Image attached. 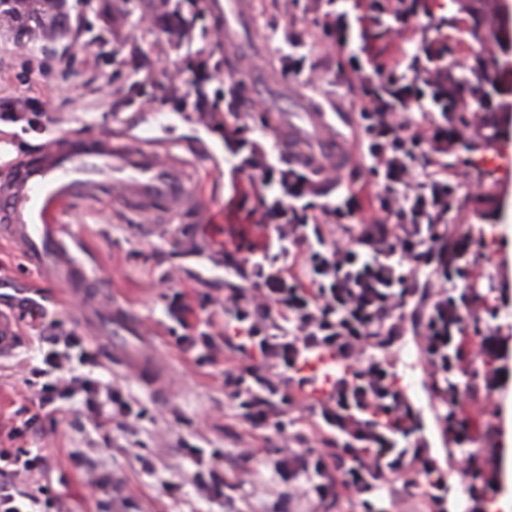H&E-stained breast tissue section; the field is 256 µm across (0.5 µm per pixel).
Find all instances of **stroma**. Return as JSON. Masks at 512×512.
<instances>
[{
    "instance_id": "stroma-1",
    "label": "stroma",
    "mask_w": 512,
    "mask_h": 512,
    "mask_svg": "<svg viewBox=\"0 0 512 512\" xmlns=\"http://www.w3.org/2000/svg\"><path fill=\"white\" fill-rule=\"evenodd\" d=\"M250 9L253 50L266 62L268 113L246 118L247 137L265 149L275 148L264 118L294 109L338 113L345 124H353L355 111L344 88L336 84V57L326 42H313L304 52V66L314 69L315 84L300 83L284 73L287 33H305L321 18L323 0H251ZM141 12L149 16V23L129 18L118 24L111 11L101 7L87 16L90 32L62 38L47 28L23 44L11 25L0 19V170L13 157L35 152L46 135L60 131L76 136L98 132L132 142L151 136L174 146L195 171L205 189L209 223L178 219L174 235L168 236L162 226L143 222L106 199L75 201L63 219L66 232L80 243L78 258L105 278L110 294L132 308L152 331L165 363L174 370L166 396L156 397L138 380L113 369L96 340L84 334L64 290L42 284L19 250L1 240L0 304L46 306L60 323V335L81 337L85 351L73 356L75 373L114 382L141 411L127 438L154 468L142 469L123 450L109 447L104 431L87 418L82 398L72 400L67 419L52 422L37 415L29 396L39 382L38 337L43 323L27 315L21 322V343L0 358V448L33 453L51 449V485L67 512H101L105 498L102 490L87 484L85 470L70 462L68 455L74 451L91 458L97 473L127 483L132 512H223L220 502L198 499L189 485L195 465L186 446L230 452L261 446L272 452L276 446L262 444L235 416L224 396L222 364L198 363V350L178 345L181 328L169 306L174 293H186L196 310L198 330H205L214 302L224 298L225 253L239 259L260 253L271 230L259 221L261 185L232 171L224 131L205 117L216 92L233 78V68L213 69L198 78L186 69L183 50L163 34L161 22L152 20L150 0H144ZM94 34L99 42H91ZM141 64L156 85L148 101L133 99L130 92ZM199 80L205 98L193 100L189 111H171L169 98L192 90ZM460 132L474 145L464 158L471 181L482 185L485 199L476 203L461 194L452 234L469 243L467 285L481 289L484 306L495 310L489 327L499 339L494 356L477 364L490 382L489 390L465 403L470 426L487 434L502 411L492 405L491 393L512 392V287H503L500 277L512 255V237L501 230L512 211V132L490 146L485 143L488 130L464 126ZM406 351L419 353L415 336H404L388 353L398 384L425 419H432L438 401L426 387L423 366L406 368ZM226 472L238 487V497L253 512H266L281 490L272 472L259 466L245 476L230 461ZM169 482L182 483L180 498L165 493Z\"/></svg>"
}]
</instances>
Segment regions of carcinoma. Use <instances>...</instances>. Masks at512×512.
Returning <instances> with one entry per match:
<instances>
[{"instance_id":"1","label":"carcinoma","mask_w":512,"mask_h":512,"mask_svg":"<svg viewBox=\"0 0 512 512\" xmlns=\"http://www.w3.org/2000/svg\"><path fill=\"white\" fill-rule=\"evenodd\" d=\"M44 0H0V18L14 23V29L19 42L28 41L32 35L45 26L46 13L39 4ZM157 4V12L163 18L175 17L178 28L174 33L176 42L185 49L184 61L192 69L205 70L209 66L211 41L208 28L203 23L202 14L196 10V0H152ZM471 19V34L477 42L487 38L496 44H502L503 30L500 18L489 15L485 9V0H467L462 5ZM476 65L468 72H456L454 61H448V86L451 87L455 98L465 102L463 112L473 111L480 107L486 114L487 126L495 133L501 130L500 114L506 111V106L512 103V71L499 66L496 59L487 57L481 52H474ZM481 298L473 288H453L448 294V306L456 309L454 319L448 321V336L446 344H434L431 337H426L424 350L439 361L446 369L441 377L427 380L429 391L442 403V411L437 413L448 437L446 453L453 456L456 449L465 445L481 444V450L470 456V465L465 472L466 485L464 493L467 498L468 512H488L490 498L488 491L494 483L492 460L496 449L491 442L480 441V436L473 435L464 413L466 399L470 398L479 388L478 381H471L466 386H460L459 376H465L470 371L471 361L466 359L469 337L468 327L478 329L479 318L474 314V308ZM389 336H374L369 344L370 359L379 362L385 358V353L391 345ZM387 411V404L378 403L361 413L359 419L370 428L377 429L383 434L391 432L383 422L382 416ZM340 448L349 450L345 462L358 464L364 456H380L378 448H357L356 440L343 436L336 439ZM357 500L336 498V512H386L380 505L381 497L375 493L373 477L367 476L355 485Z\"/></svg>"}]
</instances>
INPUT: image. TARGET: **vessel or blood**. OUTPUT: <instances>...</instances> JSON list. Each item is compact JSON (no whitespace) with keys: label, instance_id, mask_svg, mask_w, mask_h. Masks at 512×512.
Returning <instances> with one entry per match:
<instances>
[{"label":"vessel or blood","instance_id":"1","mask_svg":"<svg viewBox=\"0 0 512 512\" xmlns=\"http://www.w3.org/2000/svg\"><path fill=\"white\" fill-rule=\"evenodd\" d=\"M224 46L244 73L251 99L264 89L263 76L246 34L251 27L243 0H222ZM292 162L322 174L344 175L355 160L348 144L322 112H292L273 126ZM109 193L121 209L154 224L189 215L207 223L204 190L187 164L150 141L135 143L107 134H58L0 174V237L12 242L25 262L49 283L80 296L79 316L90 335L101 339L114 369L138 379L155 394L165 391L161 364L141 318L119 301L101 302V284L89 276L62 230L74 201ZM19 314L0 307V356L19 342Z\"/></svg>","mask_w":512,"mask_h":512}]
</instances>
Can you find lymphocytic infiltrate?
Listing matches in <instances>:
<instances>
[{
  "label": "lymphocytic infiltrate",
  "mask_w": 512,
  "mask_h": 512,
  "mask_svg": "<svg viewBox=\"0 0 512 512\" xmlns=\"http://www.w3.org/2000/svg\"><path fill=\"white\" fill-rule=\"evenodd\" d=\"M321 32L342 59L336 81L350 92L358 109L361 145L370 160L368 173L375 188L379 215L364 233L353 230L363 203L355 190L333 203L323 202L322 188L313 175L296 167L277 169L270 155L246 137V128L225 123L224 144L236 161L232 169L259 177L276 187L263 200L262 223L272 225L276 250H265L260 260L230 263V274L245 280L242 288L224 291V319L236 323L244 344L225 339L216 344L212 333H196L193 310L175 296L170 310L183 329L178 343L204 347L205 358L219 349L239 350L237 360L224 370V395L237 417L258 433L273 432L283 446L262 458L284 490L274 512H288L292 501L303 500L330 512L337 495L354 498L351 488L361 472L371 471L379 489L393 476L419 473L433 462L430 440L414 422L413 404L389 397L396 382L391 361L370 364L367 339L406 332L419 336L448 333L449 265L464 263V242L452 239L448 226L456 216L461 191L477 194L466 169H449L447 156L463 138L455 125L457 102L448 99V59L444 35L417 47L409 71L363 60L353 47L365 30L358 15L342 8L341 0H325ZM393 10L389 0H370L375 24L400 35L416 18L427 15V0H401ZM336 227L333 239L325 225ZM57 320H50L44 341L48 350L38 375L43 383L31 403L52 419L65 413L67 403L83 396L92 420L111 431L120 442L132 427L130 403L117 389H104L93 378L74 374L71 350L76 336H60ZM342 354L364 369L363 385L337 379L319 410L316 432L320 447H300V434L288 429V416L302 409L313 381L296 374L299 365L315 354ZM108 392L112 408L100 412L96 398ZM389 400V419L405 429L404 443L388 461L364 460L350 470L349 488H341L336 465L342 453L336 447L343 433L369 443L371 435L337 409L366 407ZM196 469L191 476L197 498L224 504V512H243L235 488L224 474V454L193 449ZM53 468L49 452L32 457L5 456L0 461V512H27L24 494L14 485L22 476Z\"/></svg>",
  "instance_id": "f902f5d3"
}]
</instances>
